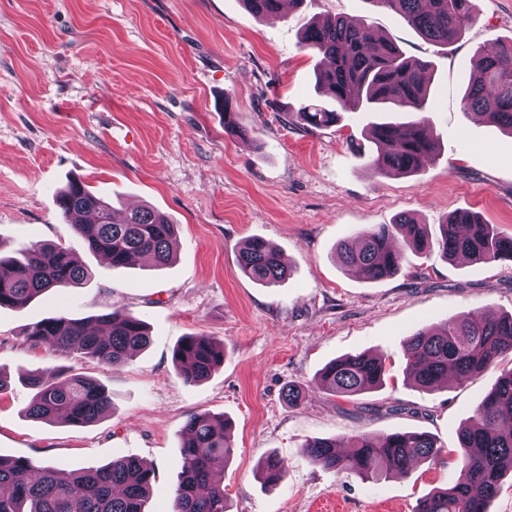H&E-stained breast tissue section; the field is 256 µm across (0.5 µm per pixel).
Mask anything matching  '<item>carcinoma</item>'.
Here are the masks:
<instances>
[{"label":"carcinoma","instance_id":"cac0c4a2","mask_svg":"<svg viewBox=\"0 0 512 512\" xmlns=\"http://www.w3.org/2000/svg\"><path fill=\"white\" fill-rule=\"evenodd\" d=\"M242 2L256 16L276 15L283 4V0ZM366 2L398 13L424 39L442 46L456 42L477 18L474 0ZM301 30V46L319 57L316 84L325 101L301 106L295 112L300 124L330 128L338 123L339 112L361 107L424 111L428 85L422 72L427 64L407 57L393 41L342 17L309 21ZM463 104L512 132V39L470 59ZM368 138L375 146L370 165L381 175L415 173L436 151L432 132L421 119L375 123ZM56 205L88 250L108 256L114 269L137 259L161 267L173 255L176 225L149 207L118 219L114 206L78 179L58 191ZM435 244L449 259L512 261V236L467 211L455 212L440 225ZM430 247L424 225L401 214L391 224L361 229L355 237L342 240L337 251L344 266L359 269L367 280L380 281L401 270L406 251ZM237 264L245 275L266 286L281 282L289 271L279 252L260 237L239 248ZM92 277L91 269L61 245L34 243L14 256L0 247V308H22L46 292L78 288ZM27 336L35 345L76 349L111 366L125 363L149 341L146 323L122 309L93 320L59 313L34 323ZM507 355H512V314L459 316L410 337L404 373L417 387L431 389L450 377L467 381ZM223 363L224 348L204 334L187 337L174 351L175 367L186 382L209 378ZM386 374L385 359L350 354L328 363L316 383L333 396L350 398L381 387ZM25 381L33 391L27 408L32 418L84 426L112 412V394L92 378L71 375L64 380L61 371L45 368L28 374ZM184 430L171 512H229L224 486L211 466L214 458L232 452L227 423L195 412ZM458 441V478L430 491L414 512H489L502 476L512 472V367L502 370L469 424L460 429ZM303 448L324 468L367 477L407 474L419 461L441 460L435 440L417 432L378 438L357 435L347 455L338 453L331 438L309 440ZM257 476L273 487L284 479L285 470L269 454L258 465ZM152 481L153 471L133 457L65 476L50 464L36 466L24 458L0 457V487L8 490L0 494V512H145Z\"/></svg>","mask_w":512,"mask_h":512}]
</instances>
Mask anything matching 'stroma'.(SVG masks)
Returning a JSON list of instances; mask_svg holds the SVG:
<instances>
[{"label":"stroma","mask_w":512,"mask_h":512,"mask_svg":"<svg viewBox=\"0 0 512 512\" xmlns=\"http://www.w3.org/2000/svg\"><path fill=\"white\" fill-rule=\"evenodd\" d=\"M478 19L455 44L423 39L395 12L367 0H304L260 18L241 0H0V246L67 247L94 277L21 309H0V456L72 472L133 456L154 470L149 512H168L184 423L224 418L233 444L216 471L230 512H413L458 474V429L494 387L493 366L465 383L425 390L406 381L404 350L416 331L448 318L512 313V261L407 253L402 271L371 282L344 267L336 244L405 213L437 232L458 210L512 234V132L468 113L467 66L512 38V0H475ZM341 16L426 62L431 105L422 117L436 159L415 175L383 176L361 151L368 125L407 112L348 110L339 125L306 129L293 112L316 100L318 58L299 45L305 21ZM232 101L248 136L224 133ZM116 210L152 207L177 226L172 262L112 268L61 217L55 193L69 179ZM259 236L290 274L265 287L245 276L236 249ZM121 308L150 331L149 345L106 366L79 353L32 345L31 324L66 313L93 318ZM204 334L224 363L198 383L172 362L180 341ZM385 357L382 388L346 399L314 380L350 353ZM46 366L90 377L112 394L110 416L86 426L30 418L21 379ZM304 391L288 406L284 390ZM433 436L442 461L406 475L365 479L311 461L314 438ZM286 477L255 476L267 453Z\"/></svg>","instance_id":"obj_1"}]
</instances>
